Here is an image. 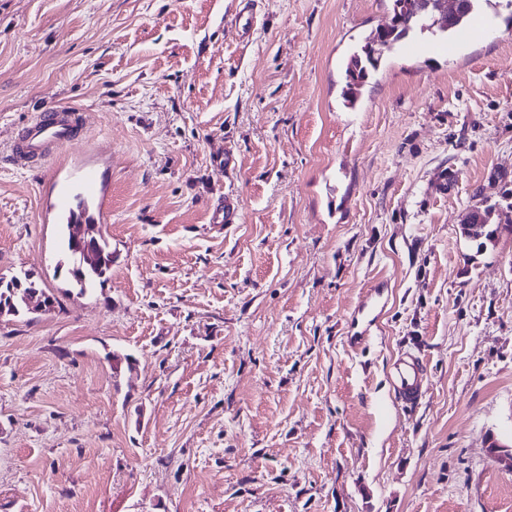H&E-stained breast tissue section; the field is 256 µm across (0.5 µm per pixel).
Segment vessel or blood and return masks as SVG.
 <instances>
[{"label": "vessel or blood", "instance_id": "b4317fda", "mask_svg": "<svg viewBox=\"0 0 512 512\" xmlns=\"http://www.w3.org/2000/svg\"><path fill=\"white\" fill-rule=\"evenodd\" d=\"M83 131L82 115L76 107L48 105L36 113L9 145L11 158L22 166L44 165L57 157L60 149L79 140ZM52 205L59 224H100L105 220L104 188L92 169H84L56 186ZM383 289L374 286L355 308L353 317L363 320L366 328L351 336V344L364 343L370 327L376 326ZM426 364L423 358L408 353L393 364L392 388L395 400L405 406L418 404L427 393Z\"/></svg>", "mask_w": 512, "mask_h": 512}]
</instances>
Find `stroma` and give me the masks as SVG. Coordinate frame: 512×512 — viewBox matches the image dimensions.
I'll return each instance as SVG.
<instances>
[{"label": "stroma", "instance_id": "35a3bbf8", "mask_svg": "<svg viewBox=\"0 0 512 512\" xmlns=\"http://www.w3.org/2000/svg\"><path fill=\"white\" fill-rule=\"evenodd\" d=\"M245 7L0 0V276L55 298L0 319V512H512L487 449L512 444V233H460L512 202V0L383 57L352 108L345 62L392 0H258L247 37ZM50 101L84 121L59 165L106 186L93 297L56 266L51 167L7 156ZM228 194L239 220L211 223ZM472 209H476L477 211H481L482 214L484 215V218L481 220V222L479 224H488L484 230V236L480 239V240H475L472 238L471 234L469 232H466L465 229H462L461 228V232H462V235H464L466 238L472 240V241H476L478 242V245L477 247L478 248H481L483 249L485 244H486V241H492L495 239L496 235L501 231V230H505V231H508L510 233H512V220L511 218L507 219L506 221V224H496L495 225V228H492V224L490 223V221L488 222V216L491 214L492 210H493V206H487L483 209L479 208V207H474ZM382 295L383 288L380 285H376L367 292L365 298L355 308L352 316V322H359V319H361L365 323V328L359 335L347 336V339L351 344H363L369 338L371 328L373 326L377 327L382 310V306L380 307ZM379 307L380 311L377 312ZM426 364L420 356L404 353L393 364L394 399L404 406L418 404L427 393Z\"/></svg>", "mask_w": 512, "mask_h": 512}]
</instances>
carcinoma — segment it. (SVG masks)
Segmentation results:
<instances>
[{
  "mask_svg": "<svg viewBox=\"0 0 512 512\" xmlns=\"http://www.w3.org/2000/svg\"><path fill=\"white\" fill-rule=\"evenodd\" d=\"M419 0H393L390 22L378 27L365 38L360 49L354 51L346 64V101L353 106L358 100L362 88L378 71L383 53L374 50V44L380 43L394 50L402 41L409 37H429L445 39L466 27L472 14L480 8V0H463V7L455 17L446 24L437 21L438 14L432 9L422 11L416 8ZM493 207L481 209L484 218L481 223L486 225L484 236L478 240L477 248H484L486 242L495 239L502 231L512 233V220L504 224L492 226L488 224V216ZM61 258L58 266L64 268L69 276L70 284L83 294L96 285H104L112 271V247L108 239L100 234L95 239L96 251L100 259L96 267L75 269V254L71 245V225H62ZM44 293L29 276H13L8 280L0 277V308L4 315L18 317L39 312L38 308L28 305V298L33 293Z\"/></svg>",
  "mask_w": 512,
  "mask_h": 512,
  "instance_id": "obj_1",
  "label": "carcinoma"
}]
</instances>
